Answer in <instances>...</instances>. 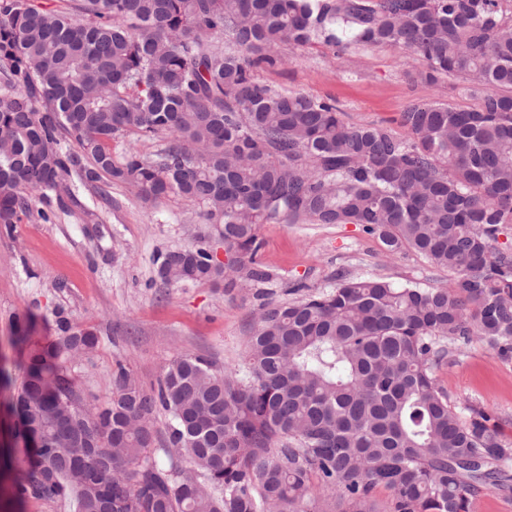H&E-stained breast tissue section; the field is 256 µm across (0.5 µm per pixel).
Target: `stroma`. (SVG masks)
I'll return each instance as SVG.
<instances>
[{"mask_svg": "<svg viewBox=\"0 0 512 512\" xmlns=\"http://www.w3.org/2000/svg\"><path fill=\"white\" fill-rule=\"evenodd\" d=\"M422 66L420 59L388 48L335 52L318 45L258 69L256 77L280 90L335 100L353 125L394 126L399 112L418 101L469 105L448 82L410 81L408 71ZM108 193L104 199L86 186L78 192L80 207L50 222H25L10 231L0 225V365L16 369L25 357L12 342L13 316L30 314L39 335L52 337L60 311L100 338L79 368L84 389L98 404L111 398L112 373L120 364L150 388L179 353L219 367L238 363L258 306L254 286L241 283L228 293L210 284L167 285L155 273L153 261L165 251L203 241L219 249L198 206L178 196L147 202L123 186ZM257 235L259 259L272 275L264 289L279 299L297 283L333 288L342 271L398 286L453 283L448 270L411 250L389 252L356 224H262ZM437 378L452 404H484L512 440V360L475 341Z\"/></svg>", "mask_w": 512, "mask_h": 512, "instance_id": "obj_1", "label": "stroma"}]
</instances>
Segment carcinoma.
<instances>
[{"mask_svg": "<svg viewBox=\"0 0 512 512\" xmlns=\"http://www.w3.org/2000/svg\"><path fill=\"white\" fill-rule=\"evenodd\" d=\"M315 45L417 56L414 80H455L475 104H411L399 136L255 77ZM120 137L166 143L116 158ZM101 182L203 206L232 260L169 250L165 284L268 282L260 224H358L453 286L341 275L292 302L259 289L236 365L180 353L148 391L120 364L101 407L79 375L96 332L61 319L47 339L17 315L26 446L0 454L22 474L8 498L74 512H472L482 487L512 482L499 424L452 405L436 377L474 336L512 360V248L497 246L512 226V0H0V224L49 222Z\"/></svg>", "mask_w": 512, "mask_h": 512, "instance_id": "obj_1", "label": "carcinoma"}]
</instances>
